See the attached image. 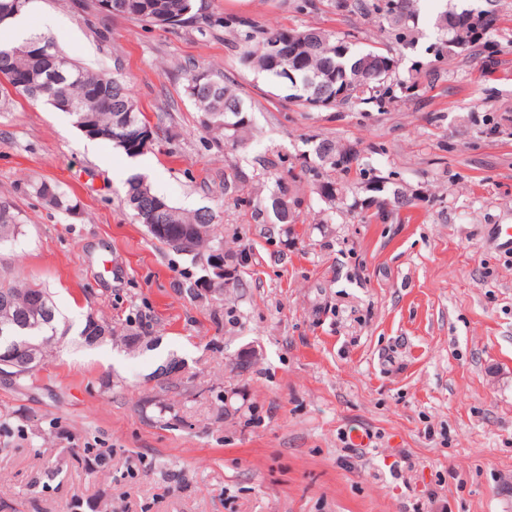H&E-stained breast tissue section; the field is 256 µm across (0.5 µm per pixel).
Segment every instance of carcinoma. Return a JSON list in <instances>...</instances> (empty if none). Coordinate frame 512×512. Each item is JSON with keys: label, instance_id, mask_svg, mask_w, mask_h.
Listing matches in <instances>:
<instances>
[{"label": "carcinoma", "instance_id": "obj_1", "mask_svg": "<svg viewBox=\"0 0 512 512\" xmlns=\"http://www.w3.org/2000/svg\"><path fill=\"white\" fill-rule=\"evenodd\" d=\"M111 2L112 16L174 29L193 18L195 0ZM356 7L383 13L399 38L406 37L413 18L411 0H373L371 3L357 0ZM497 26L498 15L493 10L446 12L438 20V28L448 34L443 48L450 52L470 46L494 32ZM275 42L287 45L288 52L271 55L269 45ZM239 47L243 65L258 70L274 84L288 89V97L305 106L311 105L315 97L329 99L342 91L345 96L337 101L339 105L381 104L388 99L391 86L409 91L417 82L412 76L394 80L397 61L383 49H356L345 37L319 28L251 29L242 35ZM63 59L67 61L65 78L58 81L50 75L46 61L32 55L28 45L0 44V80L16 93L31 98L48 101L58 96L64 98L77 128L90 126L96 130L94 139L108 141L130 153L139 130L148 123L126 80L119 75L107 77L89 72L66 55ZM30 75L35 77V83L27 88L15 86V79ZM186 94L201 116L208 118L209 123L204 125L206 130L224 135L234 145L243 143L248 126L245 114L249 107L226 85L223 77L205 71L194 74L188 79ZM302 158L301 168L304 170L314 171L318 165H327L346 176L352 172L354 161V157L337 152L336 145L328 139L313 143L310 152H302ZM294 181L295 175L290 170L277 177L276 190L266 205L275 224H293L298 217L292 192ZM338 192L336 181L330 178L321 181L317 187L320 199L330 205L336 203ZM37 194L54 208L69 212L76 209V205L51 183H40ZM125 199L137 223L171 225V231L185 240L183 253L195 259L202 254L223 253L219 240L207 233L196 237L192 230L194 224L214 223V213L206 209L191 215L183 213L169 200L154 193L143 174H135L127 181ZM412 204L413 198L395 190L392 199L378 202V211L386 218L395 210ZM21 234L22 225L17 214L9 204L1 203L0 244L14 241ZM6 304L22 321L42 313L45 308L50 311V318L37 328L20 332L22 336L46 341L45 353H50L57 314L46 290L3 280L0 282V305Z\"/></svg>", "mask_w": 512, "mask_h": 512}]
</instances>
